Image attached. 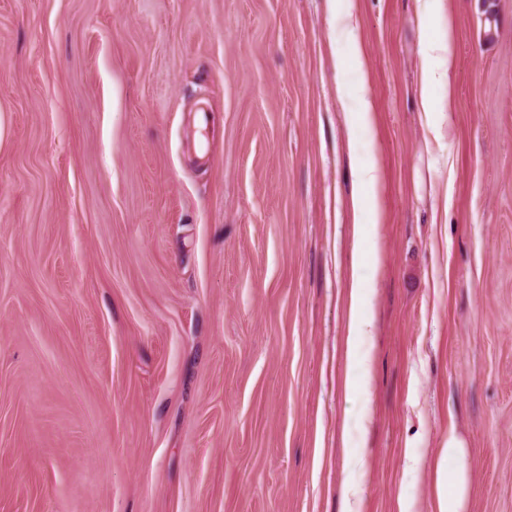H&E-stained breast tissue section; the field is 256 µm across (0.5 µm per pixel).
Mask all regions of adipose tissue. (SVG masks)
Returning <instances> with one entry per match:
<instances>
[{"label": "adipose tissue", "instance_id": "obj_1", "mask_svg": "<svg viewBox=\"0 0 512 512\" xmlns=\"http://www.w3.org/2000/svg\"><path fill=\"white\" fill-rule=\"evenodd\" d=\"M425 65L423 69V87L431 89L438 84L449 83L455 69V59L446 42L432 31H425ZM342 98L349 105L343 114L345 126L352 131L369 133L373 121V103L367 93L364 82H357L342 89ZM373 316L371 312V290L360 277H353L349 293V332L348 367L345 376L347 394L365 392L369 379L365 370L367 355L361 346L371 334ZM443 462L451 458L456 460L454 469H446L442 464L436 467L437 512H464L468 494V475L462 463L464 446L456 436H449L441 451Z\"/></svg>", "mask_w": 512, "mask_h": 512}]
</instances>
